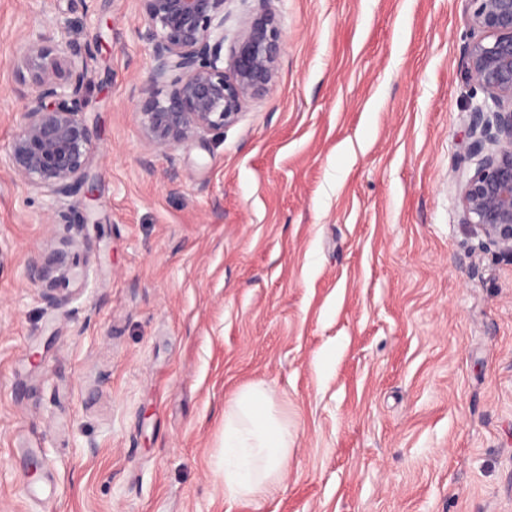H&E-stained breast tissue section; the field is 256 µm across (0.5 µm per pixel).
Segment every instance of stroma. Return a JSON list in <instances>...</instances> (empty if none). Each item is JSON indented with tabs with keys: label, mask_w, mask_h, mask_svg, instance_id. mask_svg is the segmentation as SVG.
Instances as JSON below:
<instances>
[{
	"label": "stroma",
	"mask_w": 512,
	"mask_h": 512,
	"mask_svg": "<svg viewBox=\"0 0 512 512\" xmlns=\"http://www.w3.org/2000/svg\"><path fill=\"white\" fill-rule=\"evenodd\" d=\"M287 38L238 120L145 139L139 0H0V157L47 32L97 45L98 221L0 164V512H512V255L462 222L468 0H269ZM77 264L64 304L30 264ZM261 381L282 492L224 494ZM54 495L30 498L34 477Z\"/></svg>",
	"instance_id": "obj_1"
}]
</instances>
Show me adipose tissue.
<instances>
[{
    "label": "adipose tissue",
    "instance_id": "adipose-tissue-1",
    "mask_svg": "<svg viewBox=\"0 0 512 512\" xmlns=\"http://www.w3.org/2000/svg\"><path fill=\"white\" fill-rule=\"evenodd\" d=\"M295 437L276 414L269 389L256 382L224 411V493L233 499L270 495L288 464Z\"/></svg>",
    "mask_w": 512,
    "mask_h": 512
}]
</instances>
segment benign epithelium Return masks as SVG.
Here are the masks:
<instances>
[{
  "label": "benign epithelium",
  "instance_id": "benign-epithelium-1",
  "mask_svg": "<svg viewBox=\"0 0 512 512\" xmlns=\"http://www.w3.org/2000/svg\"><path fill=\"white\" fill-rule=\"evenodd\" d=\"M154 67L141 90L139 121L147 140L165 152L237 121L249 102L272 86L284 47L276 16L265 6L249 16L224 55L228 0H139ZM473 36L467 48L470 80L486 98L470 112L475 168L456 169L464 223L512 253V0H468ZM83 50L39 34L21 65L35 90L25 97L5 163L16 176L54 198L86 187V224L93 216L90 181L94 130L82 118L87 60ZM48 297L63 302L70 282Z\"/></svg>",
  "mask_w": 512,
  "mask_h": 512
}]
</instances>
